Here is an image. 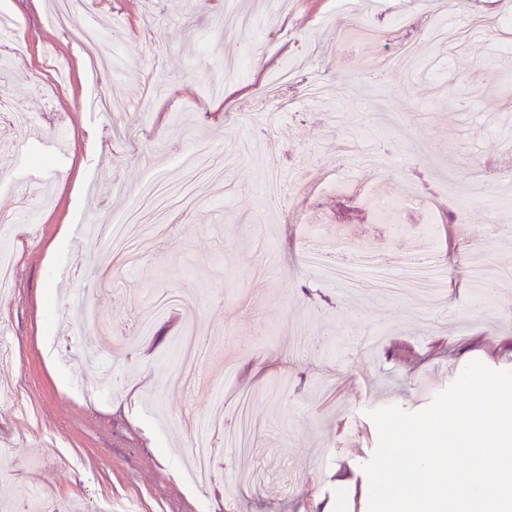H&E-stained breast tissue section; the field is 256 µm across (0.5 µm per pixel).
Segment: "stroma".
<instances>
[{
	"mask_svg": "<svg viewBox=\"0 0 512 512\" xmlns=\"http://www.w3.org/2000/svg\"><path fill=\"white\" fill-rule=\"evenodd\" d=\"M94 0L79 19L108 27L111 65L93 69L65 39L45 0H0L15 24V51L0 61V229L12 257L0 297V485L10 512L31 487L67 512H369L363 469L378 431L369 410L427 408L472 361L512 370V284L492 293L471 281L481 262L512 269V184L494 178L504 158L492 142L490 68L512 0ZM462 32L432 42L431 10ZM368 36L348 38L350 28ZM393 41L409 43L427 71H380ZM392 41V42H393ZM347 85L339 103L308 106L310 77ZM466 88L456 104L428 89ZM128 108L90 111L94 94ZM267 101L265 111H254ZM51 137L58 149L43 152ZM215 145L208 164H236L211 182L179 160L190 138ZM375 152L389 178L361 165ZM343 156L353 188L336 194L323 163ZM45 179L30 200L28 169ZM303 171L304 188L261 203L269 173ZM487 187L472 203L475 184ZM416 191L409 232L379 223L368 197ZM127 227L145 257L91 234ZM347 233L390 261L435 254L447 269L439 296L413 287L350 290L303 258L305 241ZM197 299L195 336L214 357L212 383L170 378L178 307L149 335L137 316L158 291ZM95 346L84 367L69 354ZM224 398L212 484L192 488L187 414ZM255 426L250 452L225 444L240 398Z\"/></svg>",
	"mask_w": 512,
	"mask_h": 512,
	"instance_id": "obj_1",
	"label": "stroma"
}]
</instances>
